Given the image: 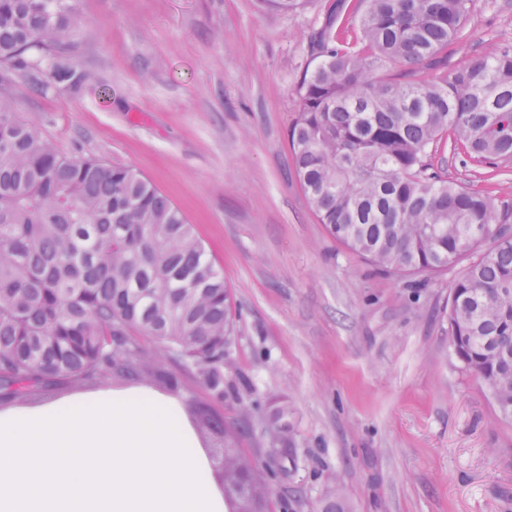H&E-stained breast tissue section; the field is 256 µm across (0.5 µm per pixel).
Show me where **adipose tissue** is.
Segmentation results:
<instances>
[{
	"mask_svg": "<svg viewBox=\"0 0 512 512\" xmlns=\"http://www.w3.org/2000/svg\"><path fill=\"white\" fill-rule=\"evenodd\" d=\"M176 397L136 385L0 407V512H224Z\"/></svg>",
	"mask_w": 512,
	"mask_h": 512,
	"instance_id": "adipose-tissue-1",
	"label": "adipose tissue"
}]
</instances>
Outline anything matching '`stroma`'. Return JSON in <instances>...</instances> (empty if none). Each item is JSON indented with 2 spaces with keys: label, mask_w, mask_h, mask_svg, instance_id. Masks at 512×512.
Segmentation results:
<instances>
[{
  "label": "stroma",
  "mask_w": 512,
  "mask_h": 512,
  "mask_svg": "<svg viewBox=\"0 0 512 512\" xmlns=\"http://www.w3.org/2000/svg\"><path fill=\"white\" fill-rule=\"evenodd\" d=\"M333 0H79L78 88L11 87L60 153L129 166L224 270L236 313L219 410L263 471L268 512H512V419L457 358L451 289L376 269L320 223L295 171L296 87ZM512 46V0H472L443 60ZM448 179L512 200L439 144Z\"/></svg>",
  "instance_id": "1"
}]
</instances>
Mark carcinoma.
Wrapping results in <instances>:
<instances>
[{
    "instance_id": "carcinoma-1",
    "label": "carcinoma",
    "mask_w": 512,
    "mask_h": 512,
    "mask_svg": "<svg viewBox=\"0 0 512 512\" xmlns=\"http://www.w3.org/2000/svg\"><path fill=\"white\" fill-rule=\"evenodd\" d=\"M362 2L330 8L312 42L317 63L298 82L289 132L297 174L350 251L395 275L442 272L512 213L430 159L442 139L479 164L512 157V47L410 82L461 40L471 0ZM84 27L77 0H0V400L45 392L59 376L175 390L160 354L195 367L222 401L234 324L223 270L149 181L58 153L8 90L14 75L42 86L45 60L52 78L78 86L66 57ZM448 322L456 355L512 418V237L455 280ZM187 405L224 442L226 512H251L269 494L257 467L223 415L193 397Z\"/></svg>"
}]
</instances>
